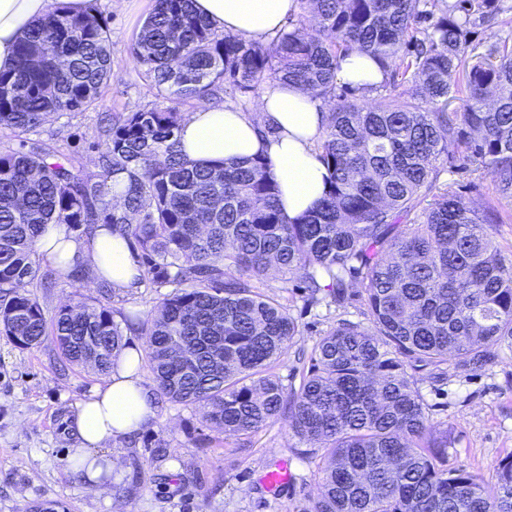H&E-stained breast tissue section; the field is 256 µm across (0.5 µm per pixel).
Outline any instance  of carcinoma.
Instances as JSON below:
<instances>
[{
    "label": "carcinoma",
    "mask_w": 512,
    "mask_h": 512,
    "mask_svg": "<svg viewBox=\"0 0 512 512\" xmlns=\"http://www.w3.org/2000/svg\"><path fill=\"white\" fill-rule=\"evenodd\" d=\"M300 4L309 29L264 42L216 30L192 0H155L131 54L162 103L105 127L97 175L36 143L0 154V333L22 350L50 336L62 363L105 374L127 333L144 328L159 397L199 408L228 436L282 418L309 452L322 450L314 512H512V455L490 485L448 466V432L433 434L412 374L450 358L476 371L512 355V255L488 232L499 210L439 185L450 148L463 147L512 199V39L484 53L471 40L502 13L500 0ZM352 52L383 71L389 94L376 107L336 95ZM112 76L106 19L57 0L0 71V126L25 133L49 114L94 109ZM274 82L336 101L318 146L327 189L293 220L270 160L202 166L177 139L180 104ZM460 97L464 111H449ZM48 224L112 229L169 292L144 321L115 320L107 288L46 317L25 286L38 278L34 242ZM271 270L298 275L316 304L323 293L343 305L356 283L367 308L368 325L342 320L320 338L297 387L272 371L299 327L255 286Z\"/></svg>",
    "instance_id": "cac0c4a2"
}]
</instances>
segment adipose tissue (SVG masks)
Wrapping results in <instances>:
<instances>
[{
	"label": "adipose tissue",
	"instance_id": "ef3b65f1",
	"mask_svg": "<svg viewBox=\"0 0 512 512\" xmlns=\"http://www.w3.org/2000/svg\"><path fill=\"white\" fill-rule=\"evenodd\" d=\"M52 0H0V70L15 63L16 44L26 26L45 15ZM195 11L214 28L231 36L263 38L281 30L297 11V0H193ZM338 81L355 88L379 84L378 64L357 52L344 58ZM329 114L323 99L292 85L264 88L256 104L239 107L203 105L183 121L179 140L183 154L203 164L267 156L278 183L280 203L288 218L311 210L322 198L328 171L316 144ZM39 255L55 267L80 264L113 288L132 292L141 271L128 241L106 229L89 240L69 235L62 224L48 225L35 241ZM140 352L125 349L103 384L95 386L79 406L74 421L79 440L68 457L71 468L91 484L103 487L115 466L101 456L112 441L139 432L157 418L154 394L139 370Z\"/></svg>",
	"mask_w": 512,
	"mask_h": 512
}]
</instances>
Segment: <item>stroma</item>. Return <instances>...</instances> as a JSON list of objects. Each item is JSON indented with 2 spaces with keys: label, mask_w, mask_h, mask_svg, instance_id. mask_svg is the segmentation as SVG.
Wrapping results in <instances>:
<instances>
[{
  "label": "stroma",
  "mask_w": 512,
  "mask_h": 512,
  "mask_svg": "<svg viewBox=\"0 0 512 512\" xmlns=\"http://www.w3.org/2000/svg\"><path fill=\"white\" fill-rule=\"evenodd\" d=\"M153 2L96 0L108 21L114 70L97 109L52 114L21 137L0 127V153L18 149L24 140L36 142L59 158L71 159L81 174H96L102 118L158 100L156 89L130 57ZM440 181L452 184L474 208L496 203L501 221L489 233L504 253L512 254V201L498 198L479 162L471 159L444 168ZM298 283L297 276L274 271L259 283L261 292L277 296L299 325L287 355L273 365L286 386L299 385V354H311L337 320H365L360 296L342 307L324 301L310 304ZM35 294L50 317L77 295L94 298L98 292L92 278L75 282L62 271L55 287L36 289ZM414 376L435 419L448 427L454 445L449 466L494 481L499 461L512 454V360L466 373L450 365L439 382L429 368ZM103 381L93 369L62 367L52 343L22 350L0 334V512L43 504L54 505L55 512H310L319 495V457L303 453L284 420L270 421L246 437H228L203 423L194 406L163 399L151 426L113 442L119 464L110 490L89 487L69 468L67 456L78 445L77 406ZM280 460L287 461L292 480L274 494L262 477Z\"/></svg>",
  "instance_id": "1"
}]
</instances>
